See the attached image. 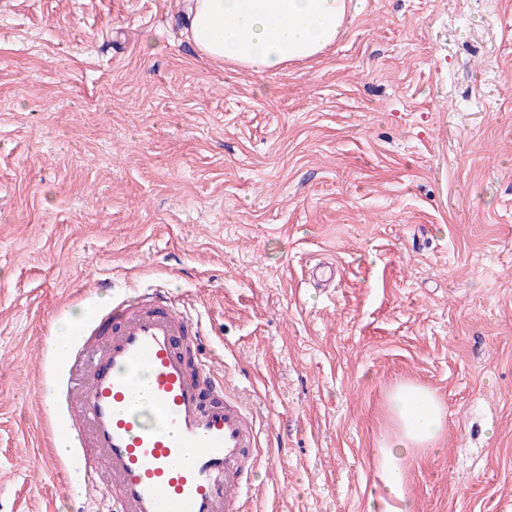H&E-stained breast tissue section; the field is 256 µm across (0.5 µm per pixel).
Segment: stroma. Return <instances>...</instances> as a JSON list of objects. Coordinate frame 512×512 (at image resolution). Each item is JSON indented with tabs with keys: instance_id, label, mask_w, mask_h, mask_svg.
I'll list each match as a JSON object with an SVG mask.
<instances>
[{
	"instance_id": "obj_1",
	"label": "stroma",
	"mask_w": 512,
	"mask_h": 512,
	"mask_svg": "<svg viewBox=\"0 0 512 512\" xmlns=\"http://www.w3.org/2000/svg\"><path fill=\"white\" fill-rule=\"evenodd\" d=\"M354 3L258 74L187 0H0V512H95L45 339L160 287L256 415L244 512H368L402 382L447 419L416 512H512V0Z\"/></svg>"
}]
</instances>
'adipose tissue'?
Listing matches in <instances>:
<instances>
[{"mask_svg": "<svg viewBox=\"0 0 512 512\" xmlns=\"http://www.w3.org/2000/svg\"><path fill=\"white\" fill-rule=\"evenodd\" d=\"M351 0H192L189 37L200 53L257 73L319 57L346 30ZM392 432L376 450L384 494L373 512H415L405 490L402 458L430 449L446 412L428 390L410 383L388 396Z\"/></svg>", "mask_w": 512, "mask_h": 512, "instance_id": "1", "label": "adipose tissue"}]
</instances>
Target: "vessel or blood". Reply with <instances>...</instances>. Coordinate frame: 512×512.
<instances>
[{
  "label": "vessel or blood",
  "mask_w": 512,
  "mask_h": 512,
  "mask_svg": "<svg viewBox=\"0 0 512 512\" xmlns=\"http://www.w3.org/2000/svg\"><path fill=\"white\" fill-rule=\"evenodd\" d=\"M112 329L90 344L103 324ZM61 358L52 404L82 483L112 512H241L260 433L203 349L184 298L154 288L110 301ZM146 392L147 406L137 394Z\"/></svg>",
  "instance_id": "obj_1"
}]
</instances>
